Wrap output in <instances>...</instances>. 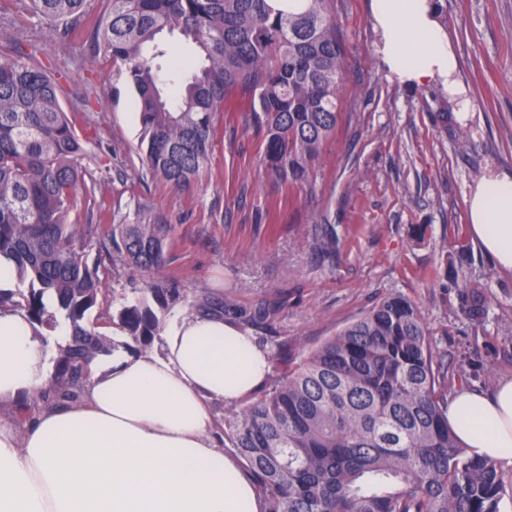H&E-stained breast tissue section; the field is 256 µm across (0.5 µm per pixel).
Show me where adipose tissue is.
<instances>
[{
	"label": "adipose tissue",
	"mask_w": 512,
	"mask_h": 512,
	"mask_svg": "<svg viewBox=\"0 0 512 512\" xmlns=\"http://www.w3.org/2000/svg\"><path fill=\"white\" fill-rule=\"evenodd\" d=\"M375 54L401 86L437 85L471 114L458 54L437 0H369ZM470 232L512 273V173L488 168L466 198ZM63 332L0 307V408L44 392ZM159 352L114 351L81 401L44 408L23 428L0 424V512H261L262 500L213 432L215 402L266 380L269 354L239 323L178 318ZM448 424L470 456L512 462V379L459 392Z\"/></svg>",
	"instance_id": "ef3b65f1"
}]
</instances>
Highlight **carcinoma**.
<instances>
[{"instance_id":"1","label":"carcinoma","mask_w":512,"mask_h":512,"mask_svg":"<svg viewBox=\"0 0 512 512\" xmlns=\"http://www.w3.org/2000/svg\"><path fill=\"white\" fill-rule=\"evenodd\" d=\"M64 24L87 17V0H31ZM94 21L95 54L111 58L134 92L142 165L177 190L199 185L215 123L235 108L263 137V162L290 186L313 180L341 118L344 45L336 0H108ZM176 31L198 61L184 83L166 85L156 44ZM60 78L30 66L19 47L0 49V257L20 289L5 296L30 318L67 331L58 346L51 401L83 393L91 363L112 352L94 309L108 304L99 268L123 263L159 271L164 224H71L87 172L84 145L61 103ZM104 240L94 258L86 243ZM181 293L145 281L124 302L118 327L148 346L160 313ZM202 313L267 323L270 308L240 309L204 296ZM228 421L224 435L265 503L264 512H500L506 482L496 458L474 459L448 425V371L434 358L416 305L401 295L329 337Z\"/></svg>"}]
</instances>
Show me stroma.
<instances>
[{
    "label": "stroma",
    "mask_w": 512,
    "mask_h": 512,
    "mask_svg": "<svg viewBox=\"0 0 512 512\" xmlns=\"http://www.w3.org/2000/svg\"><path fill=\"white\" fill-rule=\"evenodd\" d=\"M368 0H337L346 52L342 118L312 185H278L263 163L262 137L245 113L217 124L201 184L178 191L146 174L135 98L86 32L49 39L28 0H0V48L21 44L31 65L61 76L62 103L86 143L93 191H78L75 224H164V279L187 293L165 320L194 313L202 295L250 309L277 302L270 324L252 328L283 368L279 343L301 359L328 336L401 295L416 304L448 393L489 392L512 379V275L474 243L466 195L484 169L512 170V0H442L441 13L475 109L468 124L439 87L392 83L374 54ZM336 250L321 253L322 225ZM487 307L466 312L467 290Z\"/></svg>",
    "instance_id": "obj_1"
}]
</instances>
